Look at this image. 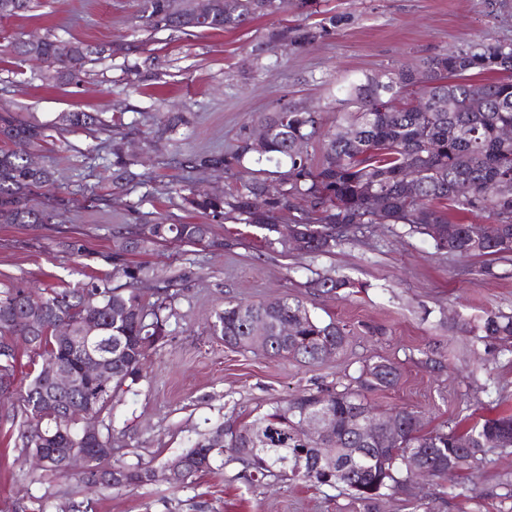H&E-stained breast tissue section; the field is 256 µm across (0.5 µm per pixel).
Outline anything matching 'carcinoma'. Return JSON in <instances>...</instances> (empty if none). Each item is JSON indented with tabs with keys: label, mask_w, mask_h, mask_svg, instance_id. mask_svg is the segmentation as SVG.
Wrapping results in <instances>:
<instances>
[{
	"label": "carcinoma",
	"mask_w": 512,
	"mask_h": 512,
	"mask_svg": "<svg viewBox=\"0 0 512 512\" xmlns=\"http://www.w3.org/2000/svg\"><path fill=\"white\" fill-rule=\"evenodd\" d=\"M211 14L204 25L190 23L184 12L174 8L175 0H140L134 26L171 30L185 35L204 31H235L253 21L288 11L310 7V0H211ZM326 27L294 26L269 31L267 44L282 47L316 42ZM72 56L61 58L55 40L45 39L32 47L24 40L12 44V51L24 61H41L57 68V79L77 77L106 49L72 41ZM488 72L507 73L506 79L477 80ZM337 92L348 109L342 132L327 134L322 156L315 161L308 152L297 153L294 142L309 145L322 136L318 112H302L290 103L257 117L270 138L264 152L251 150L247 137L239 139L235 151L226 154H194L183 161L190 168L229 170L244 162L281 164L285 189L271 193L259 179L244 182L226 203L193 186L183 185L184 200L190 207L213 215L224 214V207L244 215L277 237L271 244H283L279 225L271 223L273 211L281 205L301 210L292 232L305 254H326L370 223L365 218L367 201L377 196L384 201L381 222L400 225L409 234L432 240L438 250L467 256L494 257L512 254V188L500 195H489L486 187L500 180L512 183V142L500 140L498 130L512 127V42L477 43L451 53L425 57L419 67L398 66L376 74L345 78ZM61 125L73 130H108L92 112H65ZM44 128L23 123L0 113V141L34 145L43 140ZM55 182L54 173L31 166L29 154L16 149L0 150V223L49 224L53 215L31 204L36 189ZM484 215L487 224H468L464 216ZM112 263L115 273L125 279L114 283L111 276L92 278L71 288L57 290L25 287L0 290V422L18 426L20 452L32 456L44 451L40 470L57 478L67 477L61 459L48 448H85L81 439L80 414L90 410L101 415L100 440L104 448L112 440V400L117 391L128 389L144 377L150 351L169 335L168 326L176 316L173 302L183 272L161 276L154 268L131 264L123 256L144 250L158 242L177 241L222 247L211 238L208 224H145L114 235ZM154 279L155 300L150 301L136 288ZM310 287L332 294L352 284L343 278L322 276ZM43 301L46 314L38 331L28 323V303ZM267 324V353L271 360L305 364L323 361L328 347L340 351L346 344V328L335 321L315 318L306 304L283 296L264 303L229 301L214 315L213 335L224 344L252 349L251 323ZM99 325L98 338L80 339L85 325ZM65 323L74 339L68 343L55 336L58 324ZM295 324L293 333L283 336L280 328ZM484 337L512 339V315L490 314L483 323ZM29 350L41 359L27 383L16 384L18 352ZM93 356L112 358V384L106 388L81 377L83 365ZM56 362L80 377L76 391L58 398L43 364ZM400 379L398 367L385 359L363 364L355 382L362 387L392 388ZM371 409L359 391L303 390L274 403L264 412L244 414L233 421L236 430L224 431V424L195 441L181 453L188 461L185 480L210 471L217 457L224 455L243 466L244 478L259 483L276 472L321 486L346 487L364 509L373 512L379 502L397 489L405 490L414 478L404 464L410 455L438 470L452 466L459 472L472 468L493 450L512 449V416L486 418L466 430H424L420 415L400 409L398 436L365 447L357 426L360 414ZM330 415L336 420L337 462L342 474L329 479L317 469L314 445L302 437V421L307 417ZM118 471L122 482H106L103 487L120 490L152 483L155 467L140 461L110 463L90 456L84 483Z\"/></svg>",
	"instance_id": "1"
}]
</instances>
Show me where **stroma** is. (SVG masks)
<instances>
[{
    "mask_svg": "<svg viewBox=\"0 0 512 512\" xmlns=\"http://www.w3.org/2000/svg\"><path fill=\"white\" fill-rule=\"evenodd\" d=\"M318 14L268 17L232 32L186 37L168 30H133L138 0H39L32 11L0 19V110L38 123L49 136L32 150L50 167L53 187L31 196L53 213L49 224H0V289L63 288L111 272L116 231L160 221L207 224L215 247L159 243L126 254L181 282L169 335L147 361L146 376L116 394L113 461L161 465L215 422L267 410L303 388L347 386L359 365L387 359L400 371L390 389L366 391L378 410L421 412L427 429L466 428L482 417L512 415V354L483 339L487 315H512V255L485 275L483 258L436 249L399 227L368 224L330 253L315 255L268 245L263 229L236 215L191 208L182 186L218 196L240 187L237 171L185 167L194 152L235 149L256 117L288 102L320 111L331 129L342 109L336 86L350 75L419 65L429 55L473 42L512 39V0L496 10L480 0H320ZM325 22L313 44L270 48L281 24ZM78 39L111 46V54L73 82L46 81L24 63L11 41ZM93 112L109 132L60 130L64 112ZM180 114L168 131L160 115ZM83 240V255L62 251ZM323 275L350 280L338 294L309 283ZM302 299L322 320L345 324L343 352L307 365L226 347L209 325L228 301ZM17 429L0 423V512H51L71 499L94 512H365L349 491L274 475L249 484L238 462L215 464L185 483L157 481L122 490L90 488L77 478L40 477L15 445ZM512 483V453H487L467 496L440 494L435 482L384 499L380 512H498Z\"/></svg>",
    "mask_w": 512,
    "mask_h": 512,
    "instance_id": "1",
    "label": "stroma"
}]
</instances>
